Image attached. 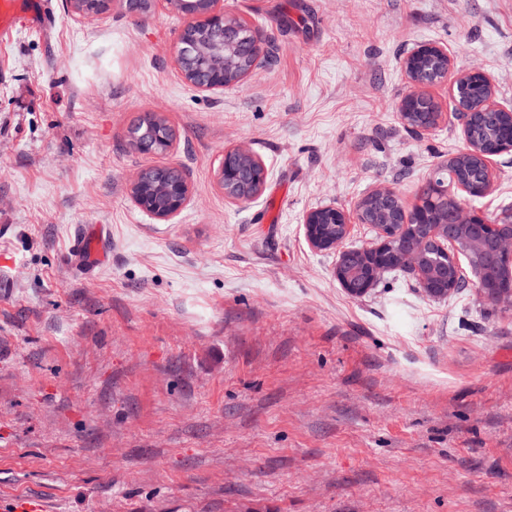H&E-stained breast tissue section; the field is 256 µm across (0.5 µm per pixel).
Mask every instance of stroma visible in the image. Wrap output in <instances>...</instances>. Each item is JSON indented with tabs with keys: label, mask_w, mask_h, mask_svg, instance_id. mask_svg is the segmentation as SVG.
<instances>
[{
	"label": "stroma",
	"mask_w": 512,
	"mask_h": 512,
	"mask_svg": "<svg viewBox=\"0 0 512 512\" xmlns=\"http://www.w3.org/2000/svg\"><path fill=\"white\" fill-rule=\"evenodd\" d=\"M0 37V496L49 512H512V308L476 289L429 297L408 272L366 294L335 277L370 246L352 223L317 251L307 211L406 206L466 148L452 87L420 134L403 62L447 47L450 75L494 80L512 109V0H223L258 28L250 73L219 92L173 57L184 18L153 4ZM148 113L176 134L143 154ZM259 157L225 201L227 149ZM153 167L190 188L168 222L136 207ZM476 213L512 204V153ZM105 225L106 261L78 255ZM218 179L227 200L244 203L263 190L266 169L250 150L243 147L231 148L224 152Z\"/></svg>",
	"instance_id": "1"
}]
</instances>
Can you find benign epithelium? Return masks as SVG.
Wrapping results in <instances>:
<instances>
[{"mask_svg": "<svg viewBox=\"0 0 512 512\" xmlns=\"http://www.w3.org/2000/svg\"><path fill=\"white\" fill-rule=\"evenodd\" d=\"M112 0H68L72 12L93 18L108 9ZM166 9L182 15L187 20L186 29L200 24L224 31V42L203 47L180 38L174 49L175 60L185 79L202 91L222 90L243 80L248 71H239L238 38L251 26L240 18L224 15L222 0H158ZM450 57L448 49L437 44H423L413 49L404 59L405 73L413 87L398 105L403 123L418 131L434 129L442 119L443 112L435 107L433 112L421 111L424 89L448 82ZM471 78L480 79L486 93L483 106L489 111H503L495 99L494 84L483 70L469 68L461 71L452 86L455 100V116L462 123L464 139H469L468 126L471 112ZM143 123L152 128L151 137L136 128L130 132L133 147L143 154H159L169 151L175 141L173 129L158 117L150 115ZM490 157L481 158V177L476 181L457 183V189L471 197L486 195L492 186ZM167 168H152L139 173L132 182L130 196L140 209L159 221H170L187 205L190 197L185 179L175 182L164 180ZM266 182L263 162L250 150L243 147L228 149L219 171V184L224 197L233 203H244L258 196ZM390 205L395 217L386 218L367 211L365 205L357 210V220L372 224L376 230V242L360 251L363 263L357 270L359 281L352 279L346 262V253H341L336 264L335 275L340 284L353 295L367 293L380 275L389 269L391 258L397 255L396 247L410 243L403 254V262L409 268L426 293L441 296L433 282L440 281L448 290L459 288L466 282L460 273L458 260L464 258L477 281L487 288H498L507 284L508 291L499 296V301L512 306V224H490L475 212H468L458 205L451 224H413L410 216L421 204L408 210L398 195L391 189L380 188L370 193ZM305 237L309 245L319 251L332 250L347 237L350 231L349 215L327 204L314 208L303 217Z\"/></svg>", "mask_w": 512, "mask_h": 512, "instance_id": "obj_1", "label": "benign epithelium"}]
</instances>
